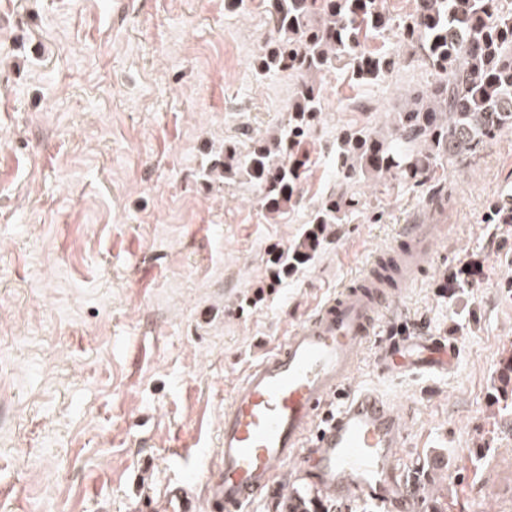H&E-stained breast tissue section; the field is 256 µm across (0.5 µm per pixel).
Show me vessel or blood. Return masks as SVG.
<instances>
[{
  "label": "vessel or blood",
  "instance_id": "vessel-or-blood-1",
  "mask_svg": "<svg viewBox=\"0 0 512 512\" xmlns=\"http://www.w3.org/2000/svg\"><path fill=\"white\" fill-rule=\"evenodd\" d=\"M444 236L441 224L402 225V248L370 260L253 365L224 405L223 443L205 476L206 495L184 480L167 485L159 499L164 512H242L278 490L293 460L321 500L369 499L381 512H405L410 494L397 450L406 423L390 400L355 387L353 378L364 347L380 336L395 289L415 284ZM375 364L384 374L446 375L458 368L459 346L403 331L385 338Z\"/></svg>",
  "mask_w": 512,
  "mask_h": 512
}]
</instances>
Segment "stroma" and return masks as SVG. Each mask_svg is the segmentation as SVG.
Listing matches in <instances>:
<instances>
[{
    "mask_svg": "<svg viewBox=\"0 0 512 512\" xmlns=\"http://www.w3.org/2000/svg\"><path fill=\"white\" fill-rule=\"evenodd\" d=\"M270 31L267 0H0V512H137L202 482L248 368L403 224L448 234L382 328L456 339L459 365L383 375L371 343L354 382L406 418L407 478L427 474L411 512H512V409L493 401L512 224L485 221L512 192V130L425 182L360 175L345 223L273 280L338 188L342 131L387 123L433 76L393 33L369 44L399 55L389 75L325 74L296 201L272 217L245 180L206 176L286 116L293 77L253 66Z\"/></svg>",
    "mask_w": 512,
    "mask_h": 512,
    "instance_id": "obj_1",
    "label": "stroma"
}]
</instances>
